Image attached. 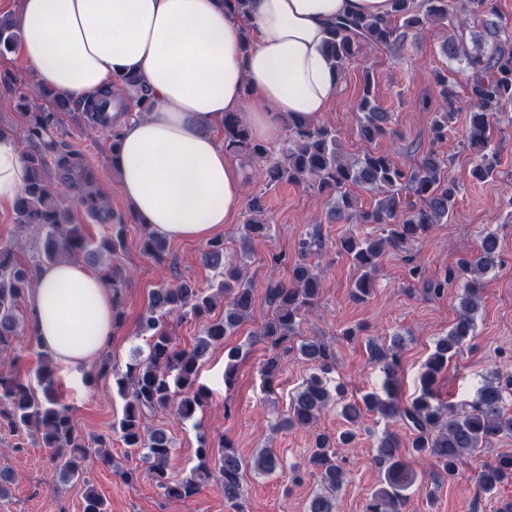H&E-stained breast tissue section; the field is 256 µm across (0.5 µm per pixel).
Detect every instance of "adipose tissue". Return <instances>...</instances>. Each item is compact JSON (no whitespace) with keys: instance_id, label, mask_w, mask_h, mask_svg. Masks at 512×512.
Returning a JSON list of instances; mask_svg holds the SVG:
<instances>
[{"instance_id":"obj_1","label":"adipose tissue","mask_w":512,"mask_h":512,"mask_svg":"<svg viewBox=\"0 0 512 512\" xmlns=\"http://www.w3.org/2000/svg\"><path fill=\"white\" fill-rule=\"evenodd\" d=\"M389 13V0H250L243 14L231 0H19L16 22L21 58L63 98L93 100L116 75L141 77L150 112L115 122L121 194L160 236L204 240L243 203L213 135L225 113H241L263 142L284 120H318L339 86L326 54L334 22ZM27 180L16 143L0 140V204ZM31 307L44 349L71 371L112 338V291L79 263L44 267Z\"/></svg>"}]
</instances>
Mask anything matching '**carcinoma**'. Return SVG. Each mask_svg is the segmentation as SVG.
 Returning a JSON list of instances; mask_svg holds the SVG:
<instances>
[{
    "mask_svg": "<svg viewBox=\"0 0 512 512\" xmlns=\"http://www.w3.org/2000/svg\"><path fill=\"white\" fill-rule=\"evenodd\" d=\"M468 11L479 22L481 32L466 33L464 21H453L451 0H391V13L385 19L358 17L336 23L328 43L329 62L337 74H342L346 62L369 48L390 49L404 41L410 33H420L426 25L441 23L450 28L442 50L448 59L465 64L468 71L466 92L461 96L449 85L448 76L438 78L439 104L431 127L432 141L448 138V128L459 111L469 116L468 143L474 152L470 168L472 180L484 182L492 178L499 166L496 153L487 150L493 126L508 105L512 104V28L502 22L493 0H466ZM21 35L8 18L0 19V54L12 51ZM115 86L137 94L141 111L148 112L152 102L148 89L134 73L117 76ZM54 105L53 112L31 114L27 136L43 143V149L25 154L30 176L24 193L14 203L17 223L43 233L35 268L19 263L11 245H0V351L13 348L18 322L16 308L32 291L40 270L75 254H84L89 261L97 256H112L124 248L123 225L112 226L110 234L97 245L88 241L85 225L75 222L73 210L66 205L53 185L44 178L48 154L56 164L69 168L79 164L72 152L56 151V144L45 142L44 136L57 121V113L84 107L102 112L109 96L103 95L83 106L45 92ZM359 134L374 140L394 133L389 126L390 114L376 103L370 76H365L363 93L355 105ZM291 146L272 162H266L268 151L254 141L243 117L238 112L224 115V145L265 163L262 176L270 187L281 182L307 183L324 193L336 194V220L347 224H377L381 235L357 237L347 233L336 242L337 253L351 259L361 271L354 282L351 296L365 301L371 295L373 276L379 260L389 248H403L425 237L432 227L448 220L459 191L457 183L448 177L450 161L434 151L425 152L410 168L395 164L386 154L367 153L361 159L346 162L342 158L340 134L315 123H290ZM375 193L377 201L372 210L356 208L351 188ZM261 197L249 204L254 217L244 225L243 244L262 237L267 225L255 214L262 212ZM327 244L321 234L312 232L299 243L298 257L290 268L288 281H279L269 289L271 315L259 327L256 336L270 346L271 355L261 363V372L268 378L281 364L276 350L288 346L299 335L303 316L313 308L321 295L319 275L308 264L309 256L321 254ZM165 240L147 230L141 241L143 254L163 261ZM206 261L213 267H223L224 281L216 292L206 293L186 281L177 285H161L150 295L146 312L138 322V334L148 337L145 359L127 367L125 373L110 369L103 361L100 371L112 372L118 391L127 399L117 431L123 444L132 451H144L152 461V478L163 494L173 499H188L197 495L204 480L214 476L223 487L224 499L237 502L242 495V480L246 468L259 474H269L281 467L279 458L268 450L259 453L247 464L236 450L224 443L219 455L207 444L196 450L197 464L190 474L173 480L167 473L172 441L162 428L147 425V413L174 408L181 419L193 417L204 406L206 395L193 390L198 363L210 348L224 343L233 334L253 305V289L240 267L224 263V241L214 239L207 244ZM498 238L487 234L480 250L472 258L460 260L457 270L449 271L443 279L426 284L427 293L441 296L448 282L468 274L463 284L458 317L444 336L434 343L419 375L420 393L409 405L399 403L392 381L399 366L401 338H393L385 350L372 354L371 361L385 376L384 392L367 393L361 399L344 401L340 390L326 386L324 375L330 373L333 356L322 342L305 340L296 347L300 359L311 365L313 373L291 396L287 413L278 427L283 429L313 424L326 408L338 401L349 428L336 436L317 432L314 448L308 457L305 471L318 478L320 491L309 500L307 512H336V494L346 479L338 459L339 450L354 441V428L366 412L386 419H399L412 431V439L404 446L416 457L442 468L453 476L464 459L476 450L501 437L512 436V413L503 403L502 383L512 386V374L501 378L496 372L480 387L471 410L459 414L452 405L439 400L434 385L439 374L456 357L475 332L478 310L480 276L494 269L499 262ZM102 277L112 286L115 305L121 304V289L125 277L121 269L110 267ZM224 299V316L206 323L202 336L189 352L175 349L168 319L187 315L201 317L210 313L216 297ZM42 395L9 377L0 375V425L14 432L43 431L45 448L58 461L62 476L74 478L82 472L87 455L86 443L72 424L66 408L54 390L52 363H44L39 375ZM399 438L383 435L377 443V460L384 468V482L367 500L365 512H404L406 491L425 475L402 459ZM505 481H512V456H500L487 464L479 474V484L487 493Z\"/></svg>",
    "mask_w": 512,
    "mask_h": 512,
    "instance_id": "1",
    "label": "carcinoma"
}]
</instances>
